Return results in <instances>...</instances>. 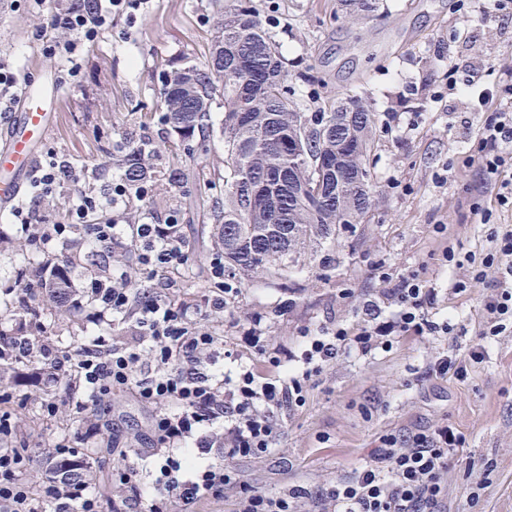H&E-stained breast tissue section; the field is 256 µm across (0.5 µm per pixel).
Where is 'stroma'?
I'll return each mask as SVG.
<instances>
[{
  "label": "stroma",
  "mask_w": 512,
  "mask_h": 512,
  "mask_svg": "<svg viewBox=\"0 0 512 512\" xmlns=\"http://www.w3.org/2000/svg\"><path fill=\"white\" fill-rule=\"evenodd\" d=\"M73 0H0V55L28 79L52 76L63 87L54 126L39 149L40 161L58 156L75 167L78 182H63L38 203L48 224L65 222V209L78 195H105L125 143L153 149L149 194L130 195L114 209L120 224H163L177 215L187 244L179 297L204 303L209 293V256L214 221L210 200H201L199 178L224 171V107L214 102L205 149L183 142L165 125L159 108L163 79L172 68L204 66L216 22L232 0H144L139 8L112 17V24L78 56L77 76L46 58L40 36L49 16ZM261 27L278 46L287 75L288 96L307 112H325L336 98H369L379 116L376 149L370 158L376 198L366 223L337 236L318 252L303 257L288 278L253 279L227 301L219 315L203 323L224 346L248 350L243 338L255 315L266 318L265 351L297 349L302 326L355 321L360 298L378 286L376 265L416 271L447 281L448 270L436 258L446 241L435 232L450 225L455 249H479L495 224H512V210L498 208L494 190L483 200L490 223H478L471 191L482 184L472 155L476 133L498 106L499 72L512 68V9L499 21L484 22L476 0H379L376 17L351 24L336 0H247ZM456 90H449V83ZM184 176L170 183L171 160ZM10 212L0 213V295L12 297L0 309V327L16 330L28 323L29 305L40 303L41 288H27L22 270L69 254H89L85 240L42 251L13 237ZM464 296L443 300L442 316L452 330L442 338H402L391 348L360 359L341 354L306 384L303 405L275 409L280 429L275 451L267 456L223 461L212 449L209 462H225L234 476L224 495L205 501L201 512H235L241 487L285 496L295 489L317 491L349 477L368 461L387 434L455 426L465 439L448 466V512H512V335L489 341V355L466 379H437L429 368L443 351L479 343L486 280L467 277ZM350 289L349 298L339 296ZM41 335L73 349L74 338L96 334L84 313L70 308L66 318L53 311L40 317ZM10 405L16 427L12 446L26 445L29 461L23 478L40 487L53 471L47 458L54 443L74 435L77 418L112 423L102 431L101 448L92 457L93 487L109 496L121 489L112 481L117 462L103 444L118 437L134 448L146 434L151 412L130 394L111 403L76 411L65 381L37 382L30 368L13 373ZM56 402L55 419L41 406Z\"/></svg>",
  "instance_id": "stroma-1"
}]
</instances>
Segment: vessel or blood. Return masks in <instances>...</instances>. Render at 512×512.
Listing matches in <instances>:
<instances>
[{"label": "vessel or blood", "instance_id": "1", "mask_svg": "<svg viewBox=\"0 0 512 512\" xmlns=\"http://www.w3.org/2000/svg\"><path fill=\"white\" fill-rule=\"evenodd\" d=\"M43 89L28 83L16 107L21 119L0 143V169L11 170V177L0 179V205L11 203L19 193V177L33 172L36 156L34 147L48 132V113L42 106Z\"/></svg>", "mask_w": 512, "mask_h": 512}]
</instances>
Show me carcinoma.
<instances>
[{
	"mask_svg": "<svg viewBox=\"0 0 512 512\" xmlns=\"http://www.w3.org/2000/svg\"><path fill=\"white\" fill-rule=\"evenodd\" d=\"M345 15L367 20L378 9V0H339ZM219 36L208 56L224 55V65L236 73L228 76L213 69L175 67L165 76L161 93V118L182 141L205 137L209 132L211 108L222 81L224 97V201L212 205L214 243L224 252V267L235 275L252 278L285 279L290 268L310 246L323 245L341 231L362 224L373 206V184L367 166L375 148L376 113L371 104L356 96L336 99L329 112H304L283 91L285 72L272 37L255 19L250 7L234 4L217 21ZM246 80L254 82L249 96L240 91ZM246 112L247 125L235 118ZM342 112L354 113L353 131L338 129L334 135L325 128L336 124ZM293 138L299 148L293 152L278 147L270 129ZM153 155L140 146H130L120 156L130 186L136 187L148 172L147 159ZM336 160L348 180L347 189L322 202L315 200L319 160ZM293 173L292 186H281L276 176ZM251 181H263L279 197L280 215L245 205L239 188ZM77 258L56 265L49 275L44 302L65 313L70 284V265Z\"/></svg>",
	"mask_w": 512,
	"mask_h": 512,
	"instance_id": "carcinoma-1",
	"label": "carcinoma"
}]
</instances>
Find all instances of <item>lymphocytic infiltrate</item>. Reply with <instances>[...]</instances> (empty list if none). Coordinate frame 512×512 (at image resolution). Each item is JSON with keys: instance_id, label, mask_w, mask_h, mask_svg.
Segmentation results:
<instances>
[{"instance_id": "obj_1", "label": "lymphocytic infiltrate", "mask_w": 512, "mask_h": 512, "mask_svg": "<svg viewBox=\"0 0 512 512\" xmlns=\"http://www.w3.org/2000/svg\"><path fill=\"white\" fill-rule=\"evenodd\" d=\"M131 0H74L51 26L69 33L64 42L45 40L43 53L51 59L74 61L79 49L97 40L112 15L124 13ZM478 159L496 190L499 206L512 208V71L503 76L497 112L477 132ZM128 194L124 174L113 175L108 199L81 194L64 224H37L32 214L16 207L12 216L17 235L43 244L66 243L75 233L112 252L126 238L140 246L139 259L150 274L165 273L166 295L144 299L128 288L124 275L92 277L86 293L89 321L112 325L130 320L125 341L97 336L73 351L60 350L49 338L15 333L0 344L18 363H38L45 382L68 380V395L77 408L100 403L117 392L132 393L155 407L149 431L138 451L152 477L144 491L131 474L118 470L120 495L90 491L87 482L63 474L41 488L21 477L23 457L16 448H0V512H197L201 502L223 496L231 482L223 464L199 465L188 452L224 450L225 459L271 452L279 436L275 408L305 401V383L338 354L367 357L388 348L401 336H444L448 322L437 320L443 297L466 292L464 281L441 284L412 272L403 274L381 266L375 277L382 288L364 295L356 307L355 327L343 323L300 330L301 348L273 356L283 375L268 378L255 365L236 361L235 374L216 367L220 341L203 331V309L174 299L176 275L187 255L176 221L120 227L106 214ZM487 247L468 252L464 260L474 272L496 267L498 277L485 299L479 334L496 337L512 333V225H497ZM464 438L450 426L422 429L408 435L381 437L369 463L353 476L309 493L301 489L285 497L242 488L237 512H301L311 504L316 512H448L445 476L448 462L462 451Z\"/></svg>"}]
</instances>
